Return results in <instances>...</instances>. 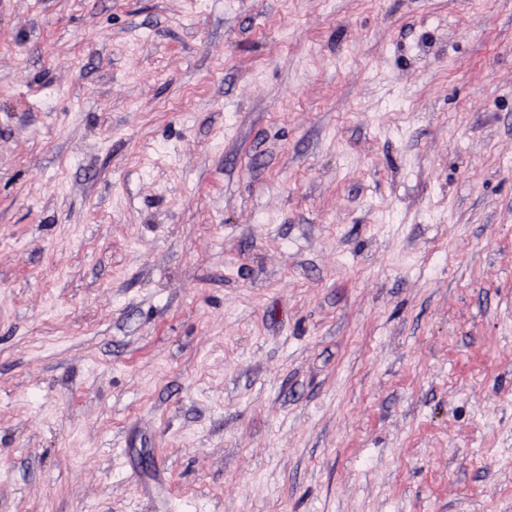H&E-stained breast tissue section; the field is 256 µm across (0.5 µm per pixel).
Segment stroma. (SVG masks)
Here are the masks:
<instances>
[{
    "label": "stroma",
    "instance_id": "1",
    "mask_svg": "<svg viewBox=\"0 0 512 512\" xmlns=\"http://www.w3.org/2000/svg\"><path fill=\"white\" fill-rule=\"evenodd\" d=\"M0 512H512V0H0Z\"/></svg>",
    "mask_w": 512,
    "mask_h": 512
}]
</instances>
